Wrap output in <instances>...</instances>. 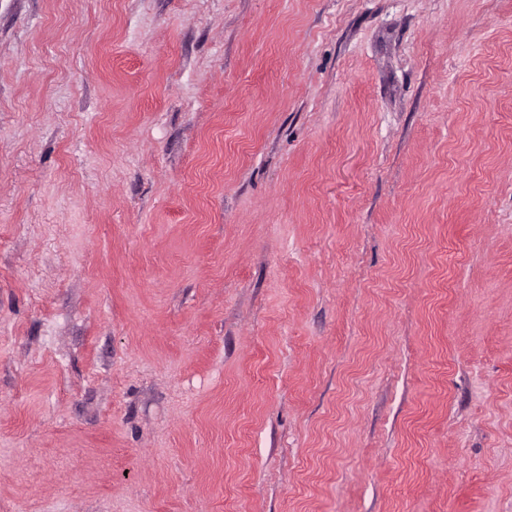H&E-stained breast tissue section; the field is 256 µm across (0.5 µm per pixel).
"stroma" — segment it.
I'll return each mask as SVG.
<instances>
[{
    "label": "stroma",
    "mask_w": 512,
    "mask_h": 512,
    "mask_svg": "<svg viewBox=\"0 0 512 512\" xmlns=\"http://www.w3.org/2000/svg\"><path fill=\"white\" fill-rule=\"evenodd\" d=\"M0 512H512V0H0Z\"/></svg>",
    "instance_id": "35a3bbf8"
}]
</instances>
